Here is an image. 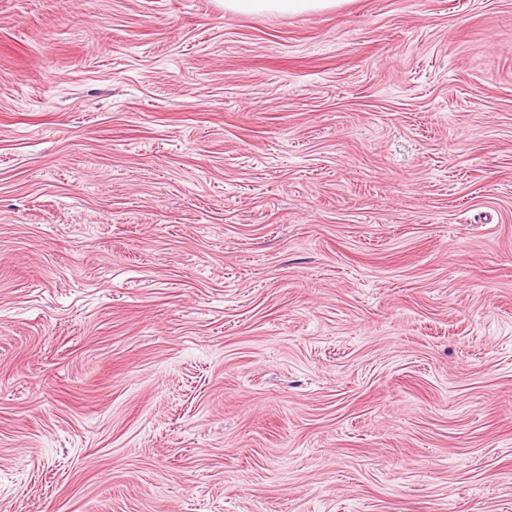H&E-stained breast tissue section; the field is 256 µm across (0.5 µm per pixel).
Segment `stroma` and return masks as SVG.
Here are the masks:
<instances>
[{"instance_id":"obj_1","label":"stroma","mask_w":512,"mask_h":512,"mask_svg":"<svg viewBox=\"0 0 512 512\" xmlns=\"http://www.w3.org/2000/svg\"><path fill=\"white\" fill-rule=\"evenodd\" d=\"M0 512H512V0H0ZM342 0H224V9L238 13L297 14L336 8Z\"/></svg>"}]
</instances>
